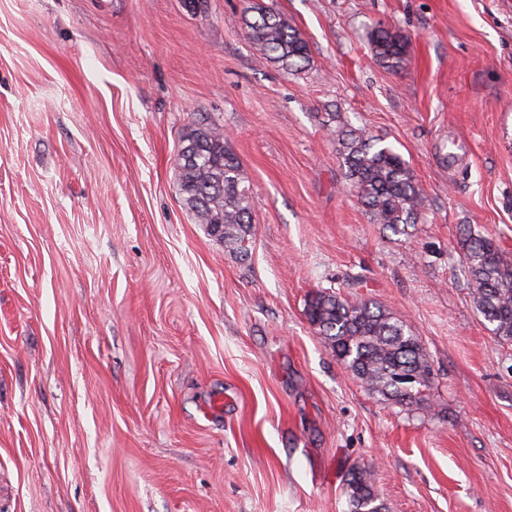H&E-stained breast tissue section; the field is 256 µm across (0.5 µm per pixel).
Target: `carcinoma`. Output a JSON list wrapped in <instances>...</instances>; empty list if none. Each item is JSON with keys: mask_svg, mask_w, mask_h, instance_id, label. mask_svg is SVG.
Instances as JSON below:
<instances>
[{"mask_svg": "<svg viewBox=\"0 0 512 512\" xmlns=\"http://www.w3.org/2000/svg\"><path fill=\"white\" fill-rule=\"evenodd\" d=\"M244 16L253 49L282 68L299 70L308 60V45L280 14L249 7ZM376 55L391 68L400 65L406 40L383 27L375 28ZM339 164L350 192L375 224L394 231L419 223L426 198L402 156L362 130L338 135ZM178 183L184 206L196 223L206 226L224 246L246 257L254 235L250 182L216 125L194 127L181 138ZM462 268L475 309L492 334L512 342V259L491 240L463 233ZM306 317L346 368L375 394L399 404L423 398L431 383V364L418 337L386 309L331 290L312 294ZM348 512H385L365 468L345 479Z\"/></svg>", "mask_w": 512, "mask_h": 512, "instance_id": "obj_1", "label": "carcinoma"}]
</instances>
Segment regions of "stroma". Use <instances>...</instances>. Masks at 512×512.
<instances>
[{
    "label": "stroma",
    "instance_id": "stroma-1",
    "mask_svg": "<svg viewBox=\"0 0 512 512\" xmlns=\"http://www.w3.org/2000/svg\"><path fill=\"white\" fill-rule=\"evenodd\" d=\"M308 44L257 53L252 0H0V512H512V342L461 267L512 255V0H261ZM385 26L400 68L375 56ZM228 134L249 257L185 208L186 128ZM402 155L422 223H372L338 134ZM426 349L423 401L370 393L305 317L328 288ZM372 41L383 64L391 68L400 65L406 53V40L402 36L379 25L373 32ZM345 496L348 512H383L381 501L372 478L371 471L365 468L352 469L345 479Z\"/></svg>",
    "mask_w": 512,
    "mask_h": 512
}]
</instances>
